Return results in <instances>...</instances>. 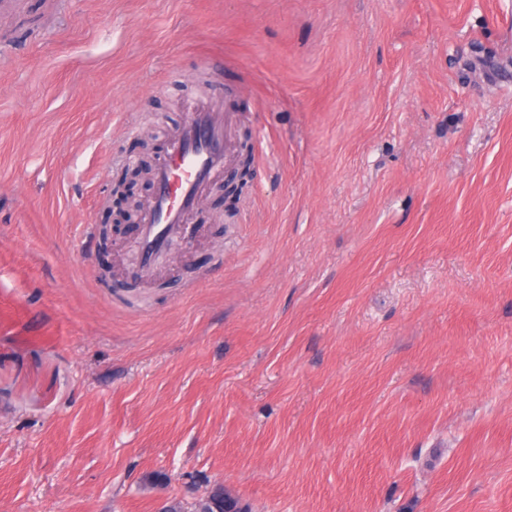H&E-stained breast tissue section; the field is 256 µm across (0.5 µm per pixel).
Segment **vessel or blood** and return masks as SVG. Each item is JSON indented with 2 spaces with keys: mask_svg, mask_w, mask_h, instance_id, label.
Masks as SVG:
<instances>
[{
  "mask_svg": "<svg viewBox=\"0 0 512 512\" xmlns=\"http://www.w3.org/2000/svg\"><path fill=\"white\" fill-rule=\"evenodd\" d=\"M224 125L212 113L194 109L180 133L165 145L153 172L155 191L140 207L136 255L153 265L173 233L193 235L190 217L202 189L224 169Z\"/></svg>",
  "mask_w": 512,
  "mask_h": 512,
  "instance_id": "obj_1",
  "label": "vessel or blood"
}]
</instances>
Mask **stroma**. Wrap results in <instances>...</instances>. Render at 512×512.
Wrapping results in <instances>:
<instances>
[{
  "label": "stroma",
  "instance_id": "obj_1",
  "mask_svg": "<svg viewBox=\"0 0 512 512\" xmlns=\"http://www.w3.org/2000/svg\"><path fill=\"white\" fill-rule=\"evenodd\" d=\"M2 54L0 512H512V0H0ZM201 96L248 189L102 277ZM223 489L224 487L221 484H214L213 486H209L205 490H200L199 487L191 486L187 489L185 493L176 495L173 498H171L169 502H167V504L180 503L179 508L182 510L181 512H195V504H191L189 507H186L182 503L189 501L191 503H198L202 499L211 501L212 498L220 500L222 499L223 496ZM212 504L215 503L212 502ZM166 505L162 508V512L168 511Z\"/></svg>",
  "mask_w": 512,
  "mask_h": 512
}]
</instances>
